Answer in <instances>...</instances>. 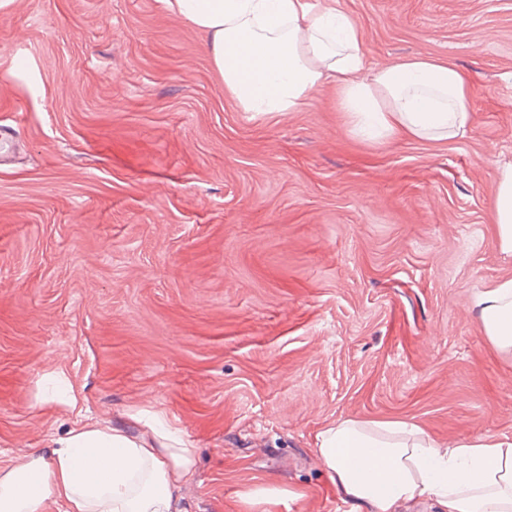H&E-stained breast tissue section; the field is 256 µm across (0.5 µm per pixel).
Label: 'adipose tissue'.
<instances>
[{
	"mask_svg": "<svg viewBox=\"0 0 512 512\" xmlns=\"http://www.w3.org/2000/svg\"><path fill=\"white\" fill-rule=\"evenodd\" d=\"M207 37L224 88L256 117L299 109L318 87L337 88L354 134L372 142L399 136L452 140L472 122L466 76L445 59L413 56L369 64L356 21L335 0H166ZM498 245L512 253V163L498 169ZM489 339L512 352V281L476 300ZM133 423L150 435L74 422L49 456L0 471V512H179L195 468L191 443L158 415ZM315 452L350 512H401L416 502L439 512H512V441L495 435L438 447L401 420L346 418L319 432Z\"/></svg>",
	"mask_w": 512,
	"mask_h": 512,
	"instance_id": "1",
	"label": "adipose tissue"
}]
</instances>
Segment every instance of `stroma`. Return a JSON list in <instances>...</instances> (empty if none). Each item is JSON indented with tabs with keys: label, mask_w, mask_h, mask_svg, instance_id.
I'll use <instances>...</instances> for the list:
<instances>
[{
	"label": "stroma",
	"mask_w": 512,
	"mask_h": 512,
	"mask_svg": "<svg viewBox=\"0 0 512 512\" xmlns=\"http://www.w3.org/2000/svg\"><path fill=\"white\" fill-rule=\"evenodd\" d=\"M336 5L371 64L467 73L463 137L363 142L330 85L252 117L163 0L0 10V470L150 410L196 449L185 512H336L314 452L336 420L512 440V355L475 310L512 280V0ZM494 224H497L499 248L504 253H512V163L498 169Z\"/></svg>",
	"instance_id": "1"
}]
</instances>
